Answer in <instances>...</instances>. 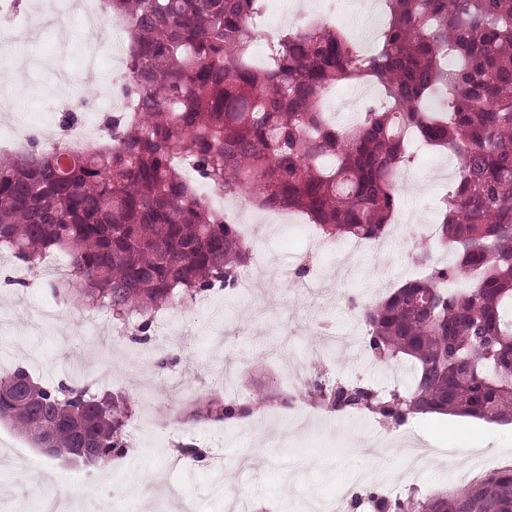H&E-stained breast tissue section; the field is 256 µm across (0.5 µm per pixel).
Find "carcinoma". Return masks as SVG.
<instances>
[{
	"label": "carcinoma",
	"instance_id": "1",
	"mask_svg": "<svg viewBox=\"0 0 512 512\" xmlns=\"http://www.w3.org/2000/svg\"><path fill=\"white\" fill-rule=\"evenodd\" d=\"M270 0H103L107 20L129 37L124 111L104 119L108 136L88 154L36 139L0 155V250L31 270L48 255L67 261L51 284L84 310L127 321L148 340L154 314L233 288L250 259L226 213L199 196L201 185L265 211H300L328 239L376 242L389 234L398 175L415 160L410 144L448 149L459 167L442 199L444 267L423 248L425 269L358 315L371 354L407 361L410 385L320 389L332 412L358 408L396 424L441 413L512 421V0H384L389 21L367 53L322 20L267 43L253 64L252 21ZM342 82H376L384 101L349 126L327 119L323 93ZM294 396L265 392L193 415L225 423ZM129 406L86 384H43L19 367L0 379V422L36 447L90 448L106 467L126 448ZM177 459L199 462L193 442ZM375 512H512V467L420 499L355 497Z\"/></svg>",
	"mask_w": 512,
	"mask_h": 512
}]
</instances>
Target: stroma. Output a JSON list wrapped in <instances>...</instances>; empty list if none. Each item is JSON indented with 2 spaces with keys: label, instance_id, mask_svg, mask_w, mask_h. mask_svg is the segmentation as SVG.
<instances>
[{
  "label": "stroma",
  "instance_id": "stroma-1",
  "mask_svg": "<svg viewBox=\"0 0 512 512\" xmlns=\"http://www.w3.org/2000/svg\"><path fill=\"white\" fill-rule=\"evenodd\" d=\"M322 0H276L256 21L258 30L286 31L324 18ZM332 24L373 46L386 18L382 0H341ZM67 11V34L36 26L39 12ZM12 40L0 45V93L11 97L29 135L43 141L60 136V101L71 100L86 129L103 125L104 102L119 97L123 77L117 66L123 48L111 44L109 29L90 31L77 0H17L5 22ZM368 97L338 84L322 108L346 125L368 100L382 95L370 85ZM457 164L448 152L425 148L416 165L399 177L398 217L404 234L388 235L375 250L348 252L347 239L327 243L317 264L327 272L317 303L297 295L300 259L313 226L264 225L255 208L239 221L260 225L249 238L250 267L256 274L248 292L232 289L197 303H176L157 313L150 340L130 341L131 326L110 316L93 320L69 301L53 297L49 278L6 260L22 287L0 280V375L25 367L38 380L92 383L101 393L130 398L128 446L111 467L67 464L34 448L11 426L0 436L12 443L0 453V506L5 512H46L61 499L67 512H227L236 499L246 512H308L313 500L335 502L351 512L360 475H371L370 490L396 497L409 489L430 495L464 483L472 467L512 463V423H491L443 414L418 415L380 437L376 418L361 412L320 413L288 420L286 411L257 414L224 427L192 416L214 395H247L258 386L288 389L315 380L360 379L380 387L408 381L405 369L369 359L363 343L328 356V365H306L320 349L321 328L356 331L359 304L380 301L403 281L418 276L413 258L428 244L438 223L439 201L452 190ZM168 359L159 368V359ZM427 443L430 455L407 462L406 438ZM209 446L211 454L190 466L172 464L174 441Z\"/></svg>",
  "mask_w": 512,
  "mask_h": 512
}]
</instances>
